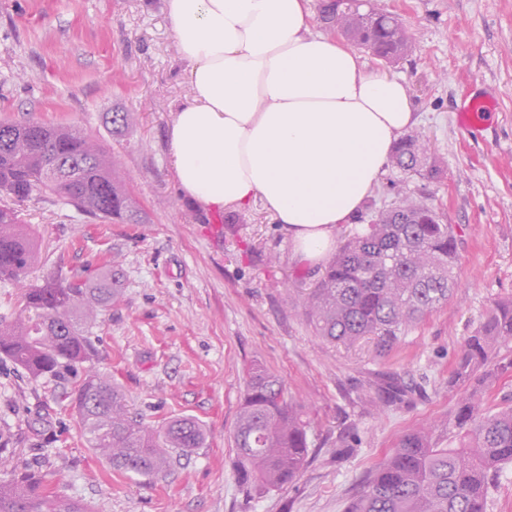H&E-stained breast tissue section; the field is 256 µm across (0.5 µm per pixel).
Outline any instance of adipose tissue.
<instances>
[{"mask_svg": "<svg viewBox=\"0 0 512 512\" xmlns=\"http://www.w3.org/2000/svg\"><path fill=\"white\" fill-rule=\"evenodd\" d=\"M190 96L168 129L204 212L262 206L292 256L321 261L370 196L414 104L397 77L312 27L308 0H166Z\"/></svg>", "mask_w": 512, "mask_h": 512, "instance_id": "obj_1", "label": "adipose tissue"}]
</instances>
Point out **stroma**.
<instances>
[{"label":"stroma","mask_w":512,"mask_h":512,"mask_svg":"<svg viewBox=\"0 0 512 512\" xmlns=\"http://www.w3.org/2000/svg\"><path fill=\"white\" fill-rule=\"evenodd\" d=\"M370 2L398 17L411 49L396 64L362 59L406 82L412 131L429 141L441 172L427 179L385 166L369 205L337 232L362 230L373 206L421 196L458 234L450 301L383 354L317 336L302 301L325 265L294 260L262 205L208 215L179 192L167 131L189 87L166 0H0V119L89 136L146 213L142 224H110L51 194L21 203L40 244L33 276L59 266L90 279L103 255L115 256L122 294L98 318L95 371L147 425L186 416L206 431L200 448L154 480L113 473L68 398L77 377L34 379L4 358L0 481L29 467L95 512H345L402 434L447 419L465 392L446 385L453 357L486 311L512 298V0ZM485 96L496 112L462 127L459 112ZM116 112L138 113L136 126L113 135ZM255 364L301 405L310 450L293 483L252 498L239 484L234 429ZM387 374L411 387L405 402L377 400ZM349 433L357 445L338 453Z\"/></svg>","instance_id":"obj_1"}]
</instances>
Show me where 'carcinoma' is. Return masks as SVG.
<instances>
[{
	"label": "carcinoma",
	"instance_id": "carcinoma-1",
	"mask_svg": "<svg viewBox=\"0 0 512 512\" xmlns=\"http://www.w3.org/2000/svg\"><path fill=\"white\" fill-rule=\"evenodd\" d=\"M318 19L389 64L410 49L395 18L365 10L359 0H320ZM135 118L134 112L112 113V132L123 134ZM391 163L407 175L437 173L428 143L416 135L400 139ZM46 192L103 222L144 223L138 200L114 176L112 157L99 144L73 128L35 119L0 121V282L21 287L16 316H0V358L33 379L81 371L73 402L91 448L113 470L151 480L170 469L174 451L201 447L205 430L191 418L147 426L112 380L86 367L94 356L97 316L120 295L116 262L104 264L90 282L60 268L28 282L39 245L15 205ZM457 260L453 225L427 201L404 197L340 243L303 308L323 340L344 346L371 341L383 353L448 303ZM509 342L512 299L495 303L452 363L448 387L472 389L440 427L401 436L364 480L349 512H489L499 474L512 464V405L487 409L485 395L512 372V358L499 356ZM379 392L393 404L405 389L388 376ZM308 430L301 406L285 398L274 376L253 366L234 430L236 467L247 494H264L298 477L309 455ZM445 436L455 447H441ZM0 512L92 510L26 468L0 481Z\"/></svg>",
	"mask_w": 512,
	"mask_h": 512
}]
</instances>
